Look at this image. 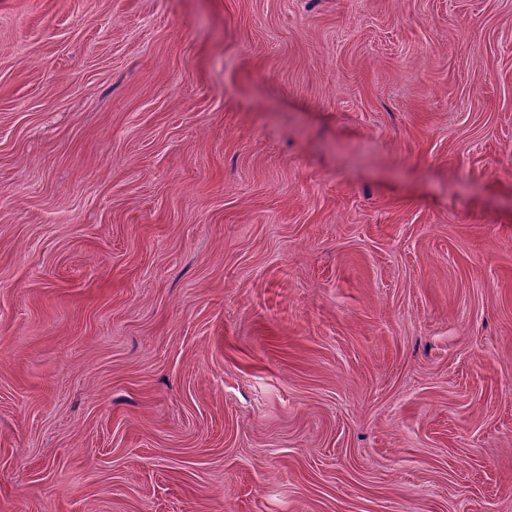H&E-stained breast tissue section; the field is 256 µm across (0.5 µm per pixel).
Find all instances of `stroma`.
<instances>
[{
    "label": "stroma",
    "mask_w": 512,
    "mask_h": 512,
    "mask_svg": "<svg viewBox=\"0 0 512 512\" xmlns=\"http://www.w3.org/2000/svg\"><path fill=\"white\" fill-rule=\"evenodd\" d=\"M0 512H512V0H0Z\"/></svg>",
    "instance_id": "obj_1"
}]
</instances>
